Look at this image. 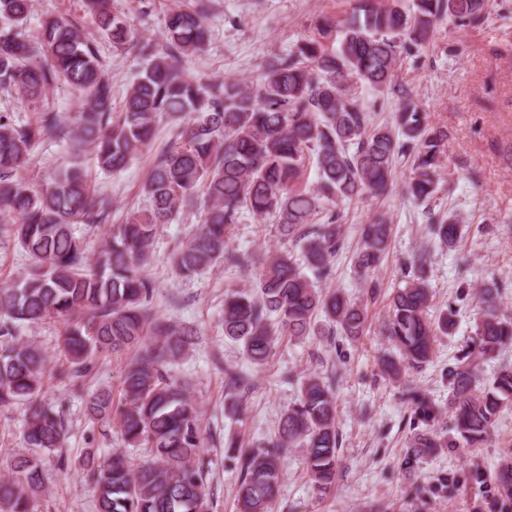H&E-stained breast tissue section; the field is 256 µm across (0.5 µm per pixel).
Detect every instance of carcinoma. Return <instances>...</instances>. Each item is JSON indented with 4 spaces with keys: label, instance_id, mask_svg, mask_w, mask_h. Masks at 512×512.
Instances as JSON below:
<instances>
[{
    "label": "carcinoma",
    "instance_id": "carcinoma-1",
    "mask_svg": "<svg viewBox=\"0 0 512 512\" xmlns=\"http://www.w3.org/2000/svg\"><path fill=\"white\" fill-rule=\"evenodd\" d=\"M488 0H353L342 20L321 18L317 37L304 39L286 57L265 62L253 85L212 81L186 73L185 58L209 42L203 9L174 8L164 17L157 48L142 43L130 22L113 13L111 0H83L99 30L116 50L139 46L144 69L114 111L112 83L98 47L63 17L43 21L33 44L18 32L32 0H0V92L26 102L25 121L0 111V238L14 239L30 257L29 267L0 288V407L27 405V448L51 451L66 434L63 412L41 397L46 374L76 385L109 353L136 349L123 375L124 401L101 392L89 398L92 419L117 418L123 441H146L154 460L133 466L116 449L102 458L86 450L81 465L97 489V512H209L205 437L197 404L171 378L169 367L194 344V332L153 309L154 282L145 274L160 227L204 200L199 227L178 251L175 269L184 277L222 262L254 275V286L224 299V336L256 365L267 361L280 340L364 335L366 308L339 290L324 291L313 280L335 274L332 260L344 245L338 204L382 196L394 183L396 161L412 157L405 195L424 203L439 188L448 136L430 125L412 92L393 82L397 58L430 43L446 18L474 26ZM64 82L84 94L79 112L62 121L46 103V91ZM395 97L393 119L375 124L367 96ZM182 131L160 151L143 185L146 205L112 227L104 249L89 257L75 225L112 223V201L98 194L80 165L91 150L104 173L121 171L156 138L163 119ZM49 136L71 141L68 164L46 185L23 175L31 148ZM314 167L309 185L306 172ZM277 220L280 239L300 248L261 258L231 248L242 211ZM464 218L448 213L430 224L438 244L453 250ZM391 224L383 215L359 227L354 268L369 276L389 251ZM430 256H415L391 298L384 326L392 351L382 372L399 379L408 368L431 361L436 336L455 329V310L427 317ZM485 304L474 338L448 365V418L453 435L434 429L439 410L418 390H407L413 406L408 459L463 444L477 448L500 415L512 408V367L487 381L482 366L512 342V318L498 313L499 285L480 286ZM63 324L60 368L48 371L45 352L20 336L27 325ZM336 374L301 378L296 402L273 438L241 450L235 438L224 447L238 471V512H271L280 488L282 463L294 448L306 453L315 493H330L340 467L336 422ZM227 403L234 419L248 389L240 372L224 371ZM39 461L14 457L0 477V512H30L43 491Z\"/></svg>",
    "mask_w": 512,
    "mask_h": 512
}]
</instances>
